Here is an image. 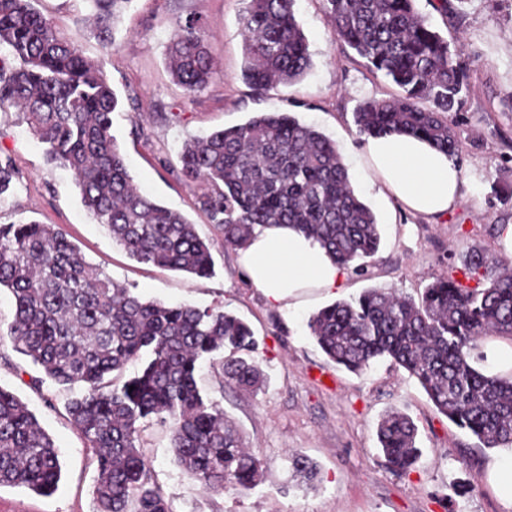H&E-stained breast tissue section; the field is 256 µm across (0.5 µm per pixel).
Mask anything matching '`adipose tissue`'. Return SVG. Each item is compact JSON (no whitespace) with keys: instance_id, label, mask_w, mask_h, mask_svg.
<instances>
[{"instance_id":"1","label":"adipose tissue","mask_w":512,"mask_h":512,"mask_svg":"<svg viewBox=\"0 0 512 512\" xmlns=\"http://www.w3.org/2000/svg\"><path fill=\"white\" fill-rule=\"evenodd\" d=\"M362 159L369 178L403 209L440 218L458 202L461 167L444 152L405 134L368 139ZM248 281L275 307H296L304 296L340 288L344 268L314 239L286 225L256 227L240 250Z\"/></svg>"}]
</instances>
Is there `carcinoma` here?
Instances as JSON below:
<instances>
[{"instance_id": "cac0c4a2", "label": "carcinoma", "mask_w": 512, "mask_h": 512, "mask_svg": "<svg viewBox=\"0 0 512 512\" xmlns=\"http://www.w3.org/2000/svg\"><path fill=\"white\" fill-rule=\"evenodd\" d=\"M0 0V111L22 114L47 156L70 169L84 205L112 239L141 263L212 274L210 244L181 213L143 194L115 136L119 98L101 63L75 37L61 35L33 5ZM93 33L114 40L131 0H86ZM336 38L403 91L362 102L358 132L422 138L461 161L448 118L467 89V75L448 41L414 0H326ZM295 0H247L244 76L263 93L299 82L311 68ZM173 79L193 96L214 68L202 23L178 25L167 46ZM181 172L208 190L199 204L224 231V245L243 247L259 224H290L316 239L345 269L367 273L379 249L376 216L355 193L334 141L288 112H260L247 122L185 143ZM11 159H0V199L14 190ZM462 278L440 276L419 299L369 288L319 309L308 320L329 360L359 375L389 359L415 378L437 411L483 448H512V374H490L481 351L491 336L512 342V265L472 245L460 254ZM476 285H469V281ZM10 292L9 340L41 368L44 380L77 390L65 404L97 470L95 512H173L140 444L141 424L169 423L175 462L209 492L246 493L265 462L197 384L208 361L228 385L255 388L264 373L252 357L250 327L221 310L143 300L93 268L53 224H0V289ZM231 358H224V350ZM143 361L134 376L125 366ZM417 428L391 410L377 437L387 466L410 471L419 456ZM290 469L308 482L317 468L299 455ZM59 452L36 415L0 385V487L50 496L61 480Z\"/></svg>"}]
</instances>
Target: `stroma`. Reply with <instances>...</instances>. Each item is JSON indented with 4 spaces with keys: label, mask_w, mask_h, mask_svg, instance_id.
Wrapping results in <instances>:
<instances>
[{
    "label": "stroma",
    "mask_w": 512,
    "mask_h": 512,
    "mask_svg": "<svg viewBox=\"0 0 512 512\" xmlns=\"http://www.w3.org/2000/svg\"><path fill=\"white\" fill-rule=\"evenodd\" d=\"M436 0L416 9L457 49L468 90L450 117L457 125L467 181L447 216L432 220L404 211L369 182L358 160L366 139L353 121L358 104L393 99L401 89L369 70L337 40L326 0H296V18L308 40L312 66L304 79L257 93L244 79V0H131L119 19L115 43L103 50L89 29L84 0H36L64 35L78 38L85 56L103 60L121 106L112 133L131 175L147 196L183 214L209 242L211 277L136 261L84 208L72 172L49 161L19 113L0 112V158L18 172L15 191L0 201V224L34 220L53 224L86 260L144 300L214 308L246 321L258 340L255 357L264 374L260 390L222 386L202 364L197 383L243 433L267 469L251 492H206L174 460L167 426L144 423L143 452L174 512H512L489 481L491 450L439 414L418 382L385 359L362 375L329 361L307 321L320 308L348 301L368 288L419 297L434 277L458 266L467 247L503 250L497 228L512 224V0H458L448 14ZM201 18L216 73L207 87L187 95L165 64L172 32ZM258 112H289L335 142L352 185L376 215L381 244L367 274L347 273L336 293L297 308L266 304L245 278L237 252L197 204L203 183L181 174L179 150L194 137L245 123ZM40 371L0 345V386L15 392L53 438L62 467L57 491L40 496L0 487V512H93L96 470L65 404L69 389L45 382ZM391 410L408 415L421 455L406 474L391 471L378 448L376 428ZM298 454L319 471L312 484L293 478L287 458Z\"/></svg>",
    "instance_id": "1"
}]
</instances>
